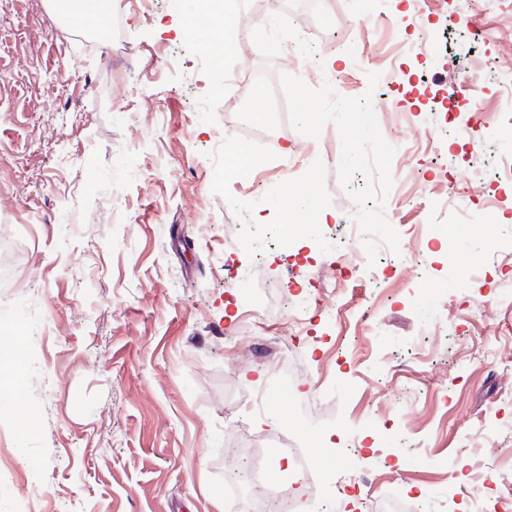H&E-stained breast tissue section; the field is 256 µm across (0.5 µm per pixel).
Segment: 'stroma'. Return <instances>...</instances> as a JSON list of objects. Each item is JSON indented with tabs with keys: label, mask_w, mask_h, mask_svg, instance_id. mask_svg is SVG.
Segmentation results:
<instances>
[{
	"label": "stroma",
	"mask_w": 512,
	"mask_h": 512,
	"mask_svg": "<svg viewBox=\"0 0 512 512\" xmlns=\"http://www.w3.org/2000/svg\"><path fill=\"white\" fill-rule=\"evenodd\" d=\"M232 4L236 78L219 83L179 0L127 7L107 50L49 0H0V310L28 339L0 408V512H238L230 436L281 466L288 428L307 458L357 454V493L327 475L314 497L339 512L390 490L438 512L489 463L512 479V184L492 181L512 154V92L494 75L512 67V0ZM328 65L341 91L322 84ZM382 70L398 83L377 86ZM259 83L286 105L265 114L269 144L248 129ZM302 104L325 113L318 133ZM237 149L252 165L226 176ZM309 176L321 224L280 210ZM384 219L393 246L359 241L358 269L308 299L329 239ZM287 221L298 234L275 248L235 234ZM305 301L303 333L288 312ZM248 307L266 332H249ZM281 336L295 393L253 411L241 373L276 385ZM319 389L336 404L304 422L295 395ZM15 404L36 423L23 439Z\"/></svg>",
	"instance_id": "1"
}]
</instances>
